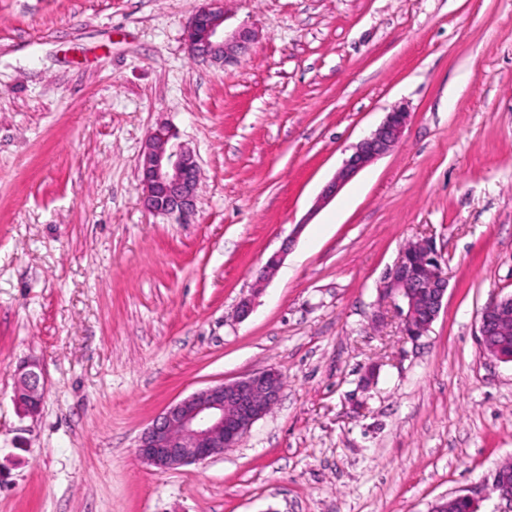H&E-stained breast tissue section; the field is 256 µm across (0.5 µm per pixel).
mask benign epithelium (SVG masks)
Returning <instances> with one entry per match:
<instances>
[{"instance_id": "1", "label": "benign epithelium", "mask_w": 512, "mask_h": 512, "mask_svg": "<svg viewBox=\"0 0 512 512\" xmlns=\"http://www.w3.org/2000/svg\"><path fill=\"white\" fill-rule=\"evenodd\" d=\"M256 33L242 29L225 36L223 0H207L192 16L184 33L188 54L195 60L221 64L228 58L248 56ZM410 113L398 106L369 135L361 139L324 187L321 199L336 196L346 182L396 147L403 138ZM142 204L154 215L182 221L196 206L200 168L194 151L177 132L160 125L149 132L140 163ZM448 260L430 237L406 242L379 283V298L390 302L406 336L413 340L427 333L438 318L448 291ZM512 335V294L492 298L479 316L477 339L483 351L502 362ZM42 365L29 359L19 366L16 403L27 413L39 411L44 396ZM281 374L266 369L230 382H220L169 405L143 432L137 456L162 470L205 462L239 445L252 426L280 401ZM492 490L501 507L512 512V461L497 466ZM479 512L476 491L463 490L436 502L431 512Z\"/></svg>"}]
</instances>
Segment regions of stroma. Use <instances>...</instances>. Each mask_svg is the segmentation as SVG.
<instances>
[{"mask_svg":"<svg viewBox=\"0 0 512 512\" xmlns=\"http://www.w3.org/2000/svg\"><path fill=\"white\" fill-rule=\"evenodd\" d=\"M202 3L0 0V512H496L512 362L476 328L512 294V0H224L260 32L226 66L186 50ZM398 105L402 141L321 200ZM161 123L199 159L187 224L141 204ZM422 237L449 286L413 341L374 315ZM267 368L281 399L237 447L138 458L169 404ZM44 384V371L37 359L21 363L15 392L16 403L29 414L37 413L44 396ZM476 490H462L461 492L439 500L432 508L431 512H456L458 506L463 504L466 512H480L479 501L476 497ZM463 509L459 508V512H463Z\"/></svg>","mask_w":512,"mask_h":512,"instance_id":"obj_1","label":"stroma"}]
</instances>
